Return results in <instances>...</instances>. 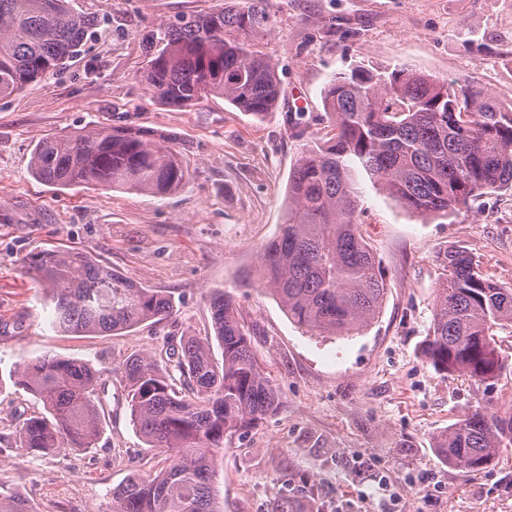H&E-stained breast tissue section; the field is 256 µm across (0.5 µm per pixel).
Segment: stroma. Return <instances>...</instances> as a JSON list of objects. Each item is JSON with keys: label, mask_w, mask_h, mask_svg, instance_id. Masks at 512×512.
I'll return each mask as SVG.
<instances>
[{"label": "stroma", "mask_w": 512, "mask_h": 512, "mask_svg": "<svg viewBox=\"0 0 512 512\" xmlns=\"http://www.w3.org/2000/svg\"><path fill=\"white\" fill-rule=\"evenodd\" d=\"M220 0H74L97 25L78 55L18 94L0 98V483L38 512H111L112 490L155 475L165 456L130 421L119 368L181 336L212 335L209 298L235 297L254 353L275 385L276 412L215 449L221 512H512V446L493 465L448 464L437 442L480 410L512 408V326L496 330L505 367L478 381L437 372L422 353L439 250L465 247L512 288V192L490 191L445 216L406 211L360 177V231L385 272L383 311L351 336H318L289 320L261 283L259 257L291 201L288 178L303 146L325 137L322 97L338 73L368 63L409 65L450 82L471 80L512 106V0H274L275 29L257 36L283 93L258 119L219 97L187 108L152 100L141 81L146 46L165 25ZM133 126L174 137L187 173L155 196L96 185L56 188L31 170L50 136ZM74 250L150 287L173 291L175 319L110 336H66L52 325L36 253ZM90 363L103 431L87 449L19 454L14 435L43 404L10 372L43 356Z\"/></svg>", "instance_id": "1"}]
</instances>
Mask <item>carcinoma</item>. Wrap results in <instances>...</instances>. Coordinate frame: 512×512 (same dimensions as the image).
Masks as SVG:
<instances>
[{"label": "carcinoma", "instance_id": "carcinoma-1", "mask_svg": "<svg viewBox=\"0 0 512 512\" xmlns=\"http://www.w3.org/2000/svg\"><path fill=\"white\" fill-rule=\"evenodd\" d=\"M94 18L71 0H0V97L53 73L77 54ZM272 0L224 5L161 30L142 76L152 98L186 107L211 96L261 118L282 88L275 63L252 37L273 30ZM329 139L303 148L289 179L293 208L260 257V278L298 327L349 336L380 314L386 280L359 230L357 172L421 216H446L489 190L512 191V107L477 84H450L407 65H365L335 77L323 97ZM172 137L114 126L46 137L32 151L35 177L53 187L82 184L165 195L186 179ZM432 331L424 355L441 373L496 378L504 363L494 328L512 322V288L482 272L461 246L437 253ZM27 272L46 289L54 326L73 336L160 323L176 314L173 293L116 273L78 251L43 250ZM214 337L188 334L166 355L134 354L121 367L131 423L168 465L112 489V512H220L208 486L213 450L243 436L278 407L251 331L232 293H213ZM222 350L214 361L211 339ZM14 385L43 403L15 446L49 452L92 447L102 433L94 401L99 375L89 364L43 357L17 367ZM512 444V413L475 412L440 437L448 463L478 471ZM0 512H37L0 484Z\"/></svg>", "mask_w": 512, "mask_h": 512}]
</instances>
